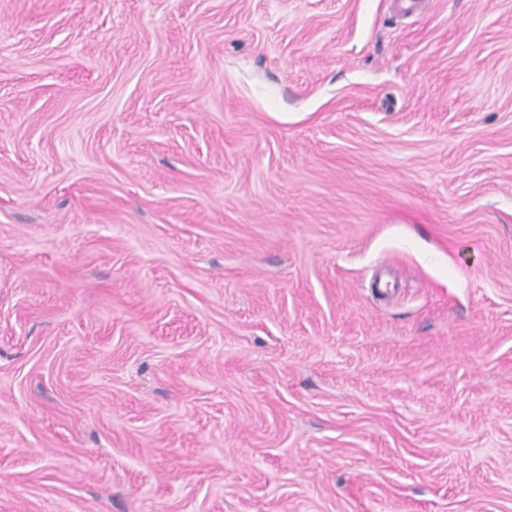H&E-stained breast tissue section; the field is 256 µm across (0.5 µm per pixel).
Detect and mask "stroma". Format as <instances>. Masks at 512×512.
I'll return each mask as SVG.
<instances>
[{"label": "stroma", "mask_w": 512, "mask_h": 512, "mask_svg": "<svg viewBox=\"0 0 512 512\" xmlns=\"http://www.w3.org/2000/svg\"><path fill=\"white\" fill-rule=\"evenodd\" d=\"M0 512H512V0H0Z\"/></svg>", "instance_id": "1"}]
</instances>
